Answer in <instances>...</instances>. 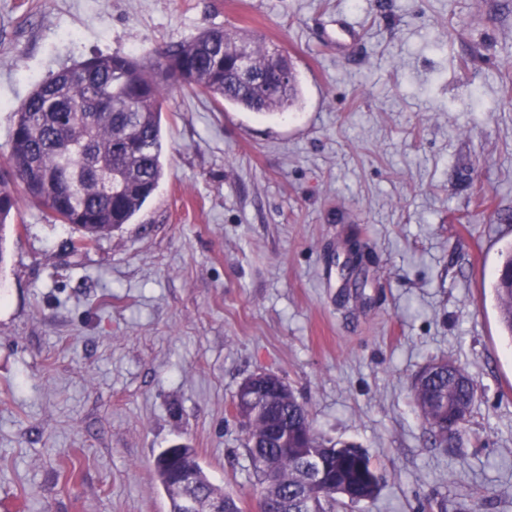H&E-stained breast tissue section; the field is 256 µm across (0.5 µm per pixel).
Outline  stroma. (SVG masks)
Here are the masks:
<instances>
[{"mask_svg":"<svg viewBox=\"0 0 512 512\" xmlns=\"http://www.w3.org/2000/svg\"><path fill=\"white\" fill-rule=\"evenodd\" d=\"M358 38L336 49L339 17ZM221 26L293 62L273 116L168 97L165 175L129 224L21 205L0 263V512H170L158 452L195 448L242 512L258 482L229 412L291 385L315 430L383 477L345 512H512V0H0V157L36 83L94 53ZM367 255L346 269L351 243ZM446 357L478 391L435 444L411 379ZM499 311L501 326L505 332L512 336V291L511 288H502L498 275L492 286ZM273 381H275V376L266 373H259L249 377L242 383L237 399L235 400V395L232 402L235 401L234 405L236 406L237 403H245L251 400L255 391L269 387Z\"/></svg>","mask_w":512,"mask_h":512,"instance_id":"35a3bbf8","label":"stroma"}]
</instances>
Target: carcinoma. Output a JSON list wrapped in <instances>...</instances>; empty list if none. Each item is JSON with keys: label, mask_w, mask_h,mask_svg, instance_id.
Wrapping results in <instances>:
<instances>
[{"label": "carcinoma", "mask_w": 512, "mask_h": 512, "mask_svg": "<svg viewBox=\"0 0 512 512\" xmlns=\"http://www.w3.org/2000/svg\"><path fill=\"white\" fill-rule=\"evenodd\" d=\"M245 53L251 77L235 61ZM175 88L208 96L218 109L227 102L258 114L281 113L301 98L298 74L278 48L222 27L166 45L152 56L94 54L37 83L15 110L8 155L0 160L1 232L21 203L40 208L55 224L80 232L94 244L121 229L141 210L164 175L163 105ZM499 319L512 336V290L493 282ZM412 393L435 441L459 448L464 427L448 431L431 421L441 401L472 412L476 389L443 366ZM235 417L245 427V448L257 476L258 505L279 512H336L352 499L374 500L380 491L376 465L361 447L325 445L305 404L294 392L260 397ZM320 453L324 478L308 479L305 457ZM186 469L204 495H223L194 449L169 461L160 452L154 472L171 512H181L174 487Z\"/></svg>", "instance_id": "cac0c4a2"}]
</instances>
